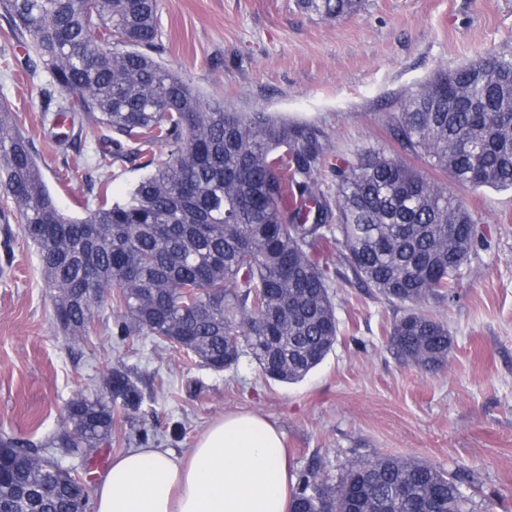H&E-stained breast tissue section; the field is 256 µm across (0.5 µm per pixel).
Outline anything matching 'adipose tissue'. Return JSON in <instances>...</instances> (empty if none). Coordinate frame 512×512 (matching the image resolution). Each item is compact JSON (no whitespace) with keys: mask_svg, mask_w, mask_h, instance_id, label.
<instances>
[{"mask_svg":"<svg viewBox=\"0 0 512 512\" xmlns=\"http://www.w3.org/2000/svg\"><path fill=\"white\" fill-rule=\"evenodd\" d=\"M293 476L282 434L266 417L232 412L185 458L131 448L93 491L94 512H289Z\"/></svg>","mask_w":512,"mask_h":512,"instance_id":"1","label":"adipose tissue"}]
</instances>
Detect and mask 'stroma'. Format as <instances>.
Segmentation results:
<instances>
[{
  "label": "stroma",
  "mask_w": 512,
  "mask_h": 512,
  "mask_svg": "<svg viewBox=\"0 0 512 512\" xmlns=\"http://www.w3.org/2000/svg\"><path fill=\"white\" fill-rule=\"evenodd\" d=\"M157 24L161 62L209 101L317 124L332 154L353 162L368 148L399 153L389 126L437 71L512 50V0H365L335 20L297 0H159ZM49 94L62 103L44 77L0 68V103L31 140L57 207L79 216L97 196L125 200L146 174L140 161L96 168L98 131L84 120L59 144L43 110ZM69 166L90 182L65 180ZM434 178L484 233L449 298L429 305L453 336L447 364L399 363L385 329L400 308L342 283L338 340L295 384L265 379L248 357L218 373L153 337L118 335L107 300L87 336H66L37 249L0 193V436L37 447L60 437L71 399L102 393L119 363L142 403L116 409L111 455L146 444L186 455L214 419L252 410L283 432L293 471L319 460L333 478L379 455L424 460L463 477L473 512H512V192Z\"/></svg>",
  "instance_id": "stroma-1"
}]
</instances>
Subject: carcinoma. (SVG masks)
Listing matches in <instances>:
<instances>
[{
	"mask_svg": "<svg viewBox=\"0 0 512 512\" xmlns=\"http://www.w3.org/2000/svg\"><path fill=\"white\" fill-rule=\"evenodd\" d=\"M364 0H298L336 19ZM12 37L27 38L42 74L66 95L54 118L83 117L112 150L101 168L141 159L151 171L122 203L75 218L54 206L27 138L0 107V190L38 249L56 320L87 334L106 292L118 334L141 332L216 372L252 358L296 383L339 336L334 288H372L402 315L386 347L433 371L453 350L426 311L448 299L478 241L462 201L397 154L368 150L328 165L326 132L266 112H228L157 61V0H0ZM392 137L461 186L512 191V51L441 71L405 101ZM333 239L339 255L323 259ZM105 393L67 407L59 447L112 444L114 405L140 391L115 365ZM315 462L297 474L290 512H471L461 482L429 462L385 455L352 462L336 482ZM75 473L0 437V512H75Z\"/></svg>",
	"mask_w": 512,
	"mask_h": 512,
	"instance_id": "obj_1",
	"label": "carcinoma"
}]
</instances>
